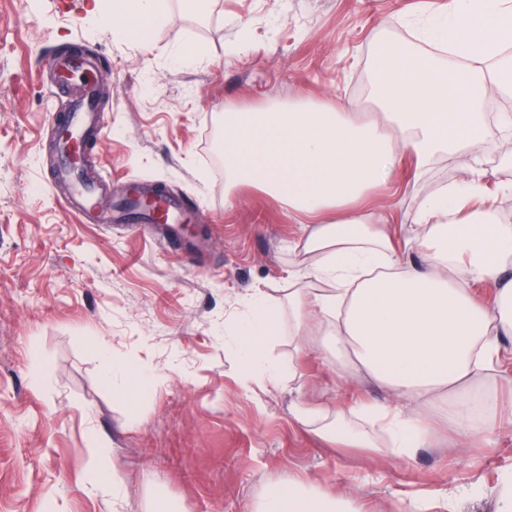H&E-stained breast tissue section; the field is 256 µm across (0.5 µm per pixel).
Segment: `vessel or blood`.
<instances>
[{
  "label": "vessel or blood",
  "mask_w": 512,
  "mask_h": 512,
  "mask_svg": "<svg viewBox=\"0 0 512 512\" xmlns=\"http://www.w3.org/2000/svg\"><path fill=\"white\" fill-rule=\"evenodd\" d=\"M102 62L83 55H74L63 61L61 83L76 85L74 98L65 101L60 111L53 114L56 160L52 177L65 185L63 202L69 211L78 213L90 224H147L165 223L166 227L196 221L183 199L162 197L157 212L141 208L135 196H127L120 204H112L109 185L81 170L75 161L79 148L96 142L101 132L99 111V78Z\"/></svg>",
  "instance_id": "1"
}]
</instances>
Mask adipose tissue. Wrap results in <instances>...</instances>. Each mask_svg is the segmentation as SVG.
I'll list each match as a JSON object with an SVG mask.
<instances>
[{
	"mask_svg": "<svg viewBox=\"0 0 512 512\" xmlns=\"http://www.w3.org/2000/svg\"><path fill=\"white\" fill-rule=\"evenodd\" d=\"M512 97V0H446L421 20L414 43H388L373 72L375 114L339 101L224 110V183L272 195L303 225L305 267L289 271L288 309L255 299L234 338L243 363L273 383L284 373L267 343L287 336L296 354L335 345L349 376L392 396L335 413L297 406V420L352 448L411 459L434 446L433 423L452 443L492 444L512 427V403L487 398L505 372L512 336V225L489 220L492 177L470 147L489 124L512 136V113L487 120L492 95ZM424 180L438 160L462 181L416 198L397 236L366 202L404 159ZM493 289L494 304L477 288ZM254 512H365L363 504L296 477L273 486Z\"/></svg>",
	"mask_w": 512,
	"mask_h": 512,
	"instance_id": "1",
	"label": "adipose tissue"
}]
</instances>
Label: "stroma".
Instances as JSON below:
<instances>
[{
  "label": "stroma",
  "instance_id": "1",
  "mask_svg": "<svg viewBox=\"0 0 512 512\" xmlns=\"http://www.w3.org/2000/svg\"><path fill=\"white\" fill-rule=\"evenodd\" d=\"M444 0H213L205 17L166 0L146 39L119 40L87 0H0V512H250L278 480L297 476L404 512L410 493L475 485L456 512H496L512 471V429L487 448H422L397 460L322 439L293 416L378 398L345 381L336 352L295 356L287 337L269 360L294 382L246 372L229 345L253 297L288 295L301 235L279 204L243 187L226 194L205 144L225 107L341 100L371 110L383 41L411 42L407 15ZM200 58L182 61L190 49ZM97 53L110 65L91 149L113 197L131 182L187 199L200 223L169 243L153 226L108 229L65 215L51 184L52 110L67 96L56 62ZM439 163L412 184L407 170L373 193L397 227L414 199L460 179ZM108 355H101V348ZM150 368L155 391L106 383L103 359ZM47 363L39 383L34 369ZM117 472L119 497L87 494L90 465Z\"/></svg>",
  "mask_w": 512,
  "mask_h": 512
}]
</instances>
